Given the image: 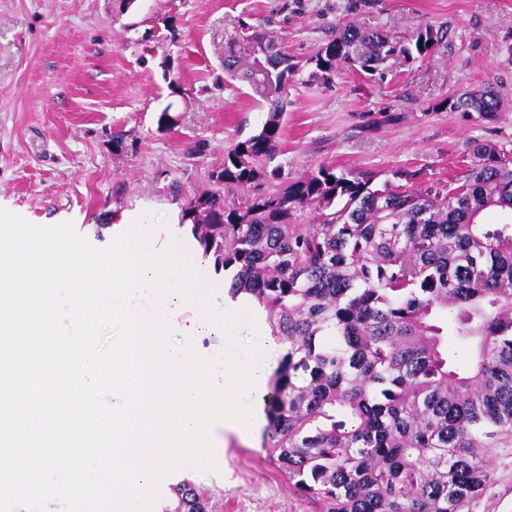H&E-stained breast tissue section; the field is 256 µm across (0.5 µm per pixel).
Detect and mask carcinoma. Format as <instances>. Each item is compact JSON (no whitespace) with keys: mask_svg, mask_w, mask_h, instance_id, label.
Wrapping results in <instances>:
<instances>
[{"mask_svg":"<svg viewBox=\"0 0 512 512\" xmlns=\"http://www.w3.org/2000/svg\"><path fill=\"white\" fill-rule=\"evenodd\" d=\"M415 42L342 23L305 62L269 54L281 74L305 64L329 82L339 67L368 75L388 57L430 56ZM285 102L232 144L213 187L182 210L203 257L234 272L287 344L267 398L264 441L295 488L327 512H470L490 484L491 450L512 447V153L475 142L474 166L451 188L409 191L322 164L230 205L224 187L279 176ZM491 117V87L448 99ZM314 212L313 223L297 217ZM216 494L184 478L163 512H214Z\"/></svg>","mask_w":512,"mask_h":512,"instance_id":"cac0c4a2","label":"carcinoma"}]
</instances>
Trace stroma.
<instances>
[{
    "instance_id": "obj_1",
    "label": "stroma",
    "mask_w": 512,
    "mask_h": 512,
    "mask_svg": "<svg viewBox=\"0 0 512 512\" xmlns=\"http://www.w3.org/2000/svg\"><path fill=\"white\" fill-rule=\"evenodd\" d=\"M348 20L403 43L427 26L447 39L375 76L312 78L306 59ZM271 43L303 64L287 83L258 70ZM486 86L501 100L493 118L441 106ZM277 97L282 178L324 163L379 184L402 169L412 188L460 177L473 141L512 150V0H135L124 12L116 0H0V208L72 223L97 247L123 213L167 223ZM214 454L216 469L177 475L221 493L222 512H326L263 445L231 436ZM491 463L471 512H512V447Z\"/></svg>"
}]
</instances>
